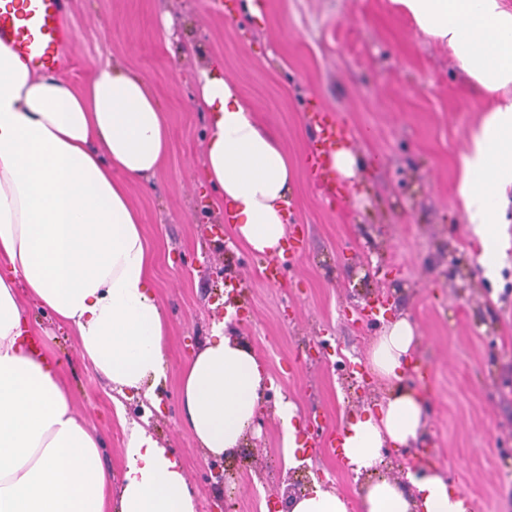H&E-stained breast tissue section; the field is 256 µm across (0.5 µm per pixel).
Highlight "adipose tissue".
Here are the masks:
<instances>
[{"label": "adipose tissue", "instance_id": "adipose-tissue-1", "mask_svg": "<svg viewBox=\"0 0 512 512\" xmlns=\"http://www.w3.org/2000/svg\"><path fill=\"white\" fill-rule=\"evenodd\" d=\"M423 34L446 42L459 67L498 100L461 158L459 194L484 250L499 242L501 191L512 186V8L504 0H391ZM208 114L203 171L223 195L238 239L272 256L288 234L291 166L218 67L196 75ZM168 150L146 81L101 62L77 90L28 67L0 44V512H197L173 452L131 427L120 486L99 437L74 415L59 362L39 350L21 302L35 300L72 329L113 392L154 397L168 325L153 291L152 258L128 185L150 179ZM418 344L409 319L384 326L369 361L386 393L347 424L355 471L382 448L410 447L425 402L402 385ZM267 376L243 340L215 327L181 370L182 423L205 454L234 453L261 409ZM362 490L360 512H469L439 473Z\"/></svg>", "mask_w": 512, "mask_h": 512}]
</instances>
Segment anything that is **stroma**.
I'll return each instance as SVG.
<instances>
[{
	"label": "stroma",
	"mask_w": 512,
	"mask_h": 512,
	"mask_svg": "<svg viewBox=\"0 0 512 512\" xmlns=\"http://www.w3.org/2000/svg\"><path fill=\"white\" fill-rule=\"evenodd\" d=\"M75 37L58 73L86 85L106 58L143 76L168 127V156L157 174L128 187L154 248L156 295L169 324L165 377L155 398L113 392L80 356L74 333L28 303L37 346L60 360L76 417L95 429L104 465L120 481L127 429L140 425L180 460L199 512L234 499V512H289L290 491L313 486L358 505L359 491L385 477L406 483L408 454L383 455L356 475L329 455L284 467L276 395L299 421L321 416L345 427L381 398L365 384L380 325L362 326L358 308L381 292L390 313L416 327L419 358L435 375L426 393L419 448L451 462L446 476L478 512H512V189L499 247L482 252L458 194L460 156L485 117L489 98L447 44L419 32L390 0H70ZM222 63L224 76L273 131L292 166L290 224L306 227V249L280 284L262 277L263 255L222 224L223 208L201 172L207 118L193 105L198 66ZM327 108L351 131L366 166L343 200L324 199L301 158L315 137L306 115ZM497 270L485 274L486 265ZM229 326L274 380L258 424L233 455L207 459L179 412L180 371L210 336L221 307ZM226 475L218 485L210 465Z\"/></svg>",
	"instance_id": "35a3bbf8"
}]
</instances>
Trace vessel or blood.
<instances>
[{"mask_svg": "<svg viewBox=\"0 0 512 512\" xmlns=\"http://www.w3.org/2000/svg\"><path fill=\"white\" fill-rule=\"evenodd\" d=\"M65 15L66 0H0V43L8 45L32 69L60 67L63 49L72 38ZM307 120L317 129L304 158L307 174L320 194L332 201L343 199L346 188L330 165V155L337 143L348 137L349 130L327 111L308 113ZM304 236V228L295 227L283 255L268 261L265 275L269 281H281L284 269L298 258ZM308 424L318 430L309 446L311 455L325 452L345 461L339 430L323 426L317 415L311 416Z\"/></svg>", "mask_w": 512, "mask_h": 512, "instance_id": "vessel-or-blood-1", "label": "vessel or blood"}]
</instances>
